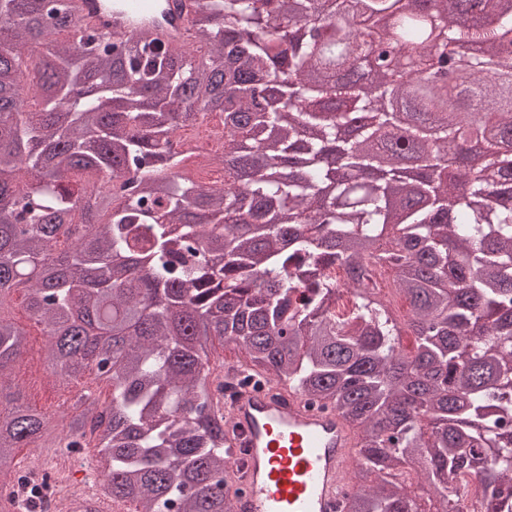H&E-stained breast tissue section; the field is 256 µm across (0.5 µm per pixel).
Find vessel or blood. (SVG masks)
<instances>
[{"label": "vessel or blood", "mask_w": 512, "mask_h": 512, "mask_svg": "<svg viewBox=\"0 0 512 512\" xmlns=\"http://www.w3.org/2000/svg\"><path fill=\"white\" fill-rule=\"evenodd\" d=\"M78 19L113 40L147 27L164 44L192 39L179 0H77ZM226 488L234 512H342L358 435L330 409L296 391L264 384L229 407ZM67 512H115L102 493L68 498Z\"/></svg>", "instance_id": "b4317fda"}]
</instances>
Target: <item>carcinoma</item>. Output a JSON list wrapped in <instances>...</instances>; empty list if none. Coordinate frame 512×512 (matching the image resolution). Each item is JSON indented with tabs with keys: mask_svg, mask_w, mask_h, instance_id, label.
<instances>
[{
	"mask_svg": "<svg viewBox=\"0 0 512 512\" xmlns=\"http://www.w3.org/2000/svg\"><path fill=\"white\" fill-rule=\"evenodd\" d=\"M180 2L184 47L145 33L109 42L82 29L75 0H0V199L29 175L0 206V293L37 272L21 294L47 336L44 366L66 385L89 381L70 415L24 400L11 377L29 333L0 316V504L42 506L32 489L20 499L17 457L53 436L101 456L104 493L131 512H233L218 343L357 431L346 512H426L406 490L416 480L435 512H512V84L482 69L512 13L458 0L470 20L455 28L443 0H366L346 29L348 0ZM391 6L415 69L378 73L377 93L413 96L405 138L360 83L364 37ZM31 42L44 48L36 61ZM322 42L336 74L301 95L284 75L302 77ZM450 45L473 73L471 98L423 82ZM475 97L498 104L497 132L472 131ZM214 113L235 163L218 151L207 162L237 186L170 177L199 158L171 149L178 131ZM459 143L469 165L450 183L412 192L396 169L359 175L394 147L432 169ZM87 195L95 208L78 207ZM343 289L352 305L338 315Z\"/></svg>",
	"mask_w": 512,
	"mask_h": 512,
	"instance_id": "cac0c4a2",
	"label": "carcinoma"
}]
</instances>
